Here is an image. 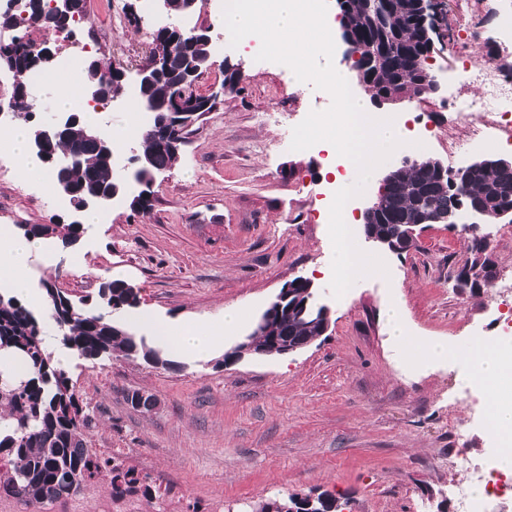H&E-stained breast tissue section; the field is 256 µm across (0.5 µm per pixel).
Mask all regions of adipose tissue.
<instances>
[{
  "mask_svg": "<svg viewBox=\"0 0 512 512\" xmlns=\"http://www.w3.org/2000/svg\"><path fill=\"white\" fill-rule=\"evenodd\" d=\"M42 250L41 240L21 235L11 225L0 226V291L9 292L19 302L45 309L49 306L45 294L32 288L26 274L31 257ZM242 318L241 310L228 307L224 310L222 323L216 328L201 324L173 328L142 312L135 317L133 325L150 332L159 344L184 358L204 359L220 348L225 334L235 330ZM386 323L390 338L406 354L434 364L464 362V381L481 387L486 393L490 434L499 444L496 467L503 472H512V402L502 400L499 394L506 372L505 352L512 345L479 338L462 350L439 337L409 335L401 304L396 300L386 308Z\"/></svg>",
  "mask_w": 512,
  "mask_h": 512,
  "instance_id": "ef3b65f1",
  "label": "adipose tissue"
}]
</instances>
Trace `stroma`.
Instances as JSON below:
<instances>
[{"label":"stroma","instance_id":"35a3bbf8","mask_svg":"<svg viewBox=\"0 0 512 512\" xmlns=\"http://www.w3.org/2000/svg\"><path fill=\"white\" fill-rule=\"evenodd\" d=\"M128 2L87 0L75 34L133 69L157 15L132 20ZM214 39L216 66L198 92L221 83L227 57L243 63L244 89L225 97L157 177L151 212L113 207L111 219L85 226L72 249L48 239L28 277L32 287L52 284L95 311L101 283L121 279L137 288L138 310L159 321L215 325L228 306L243 309L244 319L207 359L157 367L140 359H71L68 376L92 420L89 447L134 469L151 494L113 497L103 476L36 506L0 490V512H250L268 498L322 492L338 498L340 512H455L448 487L463 474L450 454L486 450V431L469 426L485 403L458 394L463 363L402 356L387 338L383 312L401 298L412 335L463 347L496 332L492 288H456L467 242L434 224L400 255L364 244L387 275L363 277L336 299L333 247L319 219L328 192L322 154L290 148L293 127L331 100L295 84L280 64L229 47L222 32ZM430 67L440 79L437 93L375 107V114L407 117L424 131L425 156L445 166L484 156L483 145L464 143L463 125L447 106L458 82L452 50ZM55 195L0 160V225L22 232L68 222ZM299 275L328 307V330L287 356L228 360L283 284ZM134 389L152 395L156 407L132 408L125 396Z\"/></svg>","mask_w":512,"mask_h":512}]
</instances>
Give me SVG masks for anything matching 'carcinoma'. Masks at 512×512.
Wrapping results in <instances>:
<instances>
[{"instance_id":"1","label":"carcinoma","mask_w":512,"mask_h":512,"mask_svg":"<svg viewBox=\"0 0 512 512\" xmlns=\"http://www.w3.org/2000/svg\"><path fill=\"white\" fill-rule=\"evenodd\" d=\"M418 0H348L340 24L352 32L361 58L376 54L382 58L378 67L365 72L372 99L393 94L420 93L436 78L424 53V36L417 23ZM83 15L63 22L57 19L49 0H24L21 8L0 11V23H10L18 30L32 26L65 30L78 24ZM164 39L170 47L167 72L156 80L150 98L159 101L163 89L179 79L191 61L213 51V46L196 37L192 30L176 32L154 23L152 39ZM31 42L14 46L0 45V67L14 70L12 77L20 85H28L27 74L47 69L49 64L36 63ZM67 146L84 155L86 165L69 173L77 191L89 188L107 189L112 172L103 158V144L76 136ZM140 152L151 157V169L167 170L178 153L158 144L149 131L143 132ZM478 202L489 211L487 220H497L498 212L512 208V163L491 164L456 181L449 173H441L430 158L411 166L392 170L382 187L381 207L372 223L386 235L394 234L408 224H419L430 216L443 219L457 228L460 206ZM80 228L72 224H44L27 229L33 236L69 241ZM465 232L467 253L465 265L475 279L488 285L496 272L486 271L484 252L487 236L480 230ZM52 305V316L62 333L64 347L88 360L121 357L142 358L153 365L167 366L145 339L130 336L112 328L102 313L85 311L67 304L69 298L54 288L45 289ZM100 302L109 309H126L138 305V292L127 282L115 279L98 291ZM323 306L317 304L313 288L298 286L289 291L288 318L258 327L253 339L261 347H273V339L288 336L307 342L323 331ZM0 350L23 353L30 364L26 379L8 375L0 377V410L13 420L12 431L0 434V455L11 458L13 468L0 482L4 491L32 504L54 501L76 492L80 485L105 473L111 475L112 495L121 496L135 488L142 479L113 457H103L88 448L87 431L91 418L83 399L76 393L65 369L56 366L54 353L43 344L42 328L33 313L17 300L0 294ZM260 512H300L298 496L268 499L257 504Z\"/></svg>"}]
</instances>
